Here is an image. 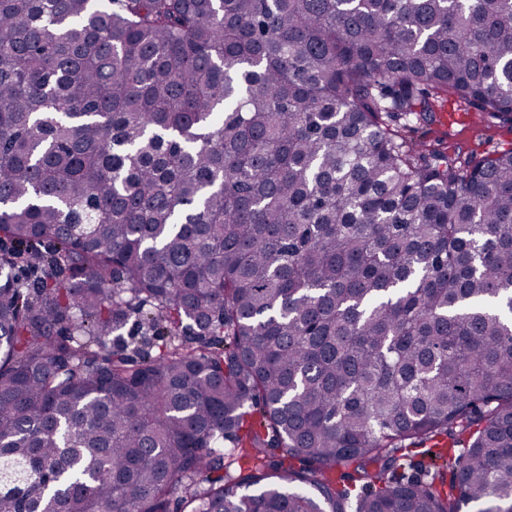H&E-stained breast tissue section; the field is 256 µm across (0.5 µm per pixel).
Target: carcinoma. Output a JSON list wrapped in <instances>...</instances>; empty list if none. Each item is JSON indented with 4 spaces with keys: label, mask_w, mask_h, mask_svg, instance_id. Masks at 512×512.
<instances>
[{
    "label": "carcinoma",
    "mask_w": 512,
    "mask_h": 512,
    "mask_svg": "<svg viewBox=\"0 0 512 512\" xmlns=\"http://www.w3.org/2000/svg\"><path fill=\"white\" fill-rule=\"evenodd\" d=\"M445 95L512 123V0H0V512H512V148ZM448 113H460L463 119L453 122L449 120ZM417 136L418 141L428 147H449L450 150L460 151L465 158L472 150L483 153L512 147V124L482 119L477 112H464L449 99L436 112L435 121L420 129Z\"/></svg>",
    "instance_id": "cac0c4a2"
}]
</instances>
